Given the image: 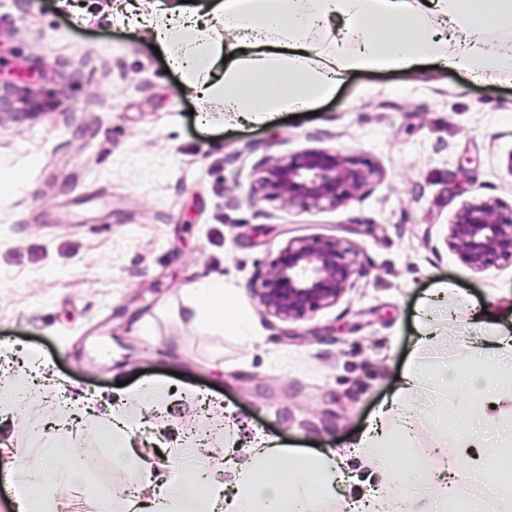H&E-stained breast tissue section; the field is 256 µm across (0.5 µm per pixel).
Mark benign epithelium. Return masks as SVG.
I'll list each match as a JSON object with an SVG mask.
<instances>
[{
	"instance_id": "1",
	"label": "benign epithelium",
	"mask_w": 512,
	"mask_h": 512,
	"mask_svg": "<svg viewBox=\"0 0 512 512\" xmlns=\"http://www.w3.org/2000/svg\"><path fill=\"white\" fill-rule=\"evenodd\" d=\"M24 109L39 102L28 91L6 86L0 103ZM374 171L362 160L335 149H309L286 161L273 160L263 169L258 189L271 190L286 204L334 206L348 200ZM447 245L475 272L498 260L512 261V207L496 202H464L449 224ZM354 260L334 239L299 241L282 249L263 275L259 297L265 311L298 320L335 305L351 287Z\"/></svg>"
}]
</instances>
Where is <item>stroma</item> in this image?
<instances>
[{"label":"stroma","instance_id":"1","mask_svg":"<svg viewBox=\"0 0 512 512\" xmlns=\"http://www.w3.org/2000/svg\"><path fill=\"white\" fill-rule=\"evenodd\" d=\"M0 0V78L44 106L0 110V512H16L22 460L79 448L80 488L112 495L163 472L180 449L232 436L225 408L291 448L346 453L409 364L468 367L493 304L512 328V263L467 267L446 244L463 202L512 206V86L438 69L350 76L317 114L273 126L203 128L147 29L116 23L123 0ZM307 149L366 159L374 175L350 199L284 204L257 189L264 164ZM350 248L353 285L331 307L284 321L258 288L290 242ZM231 288L251 330H207L186 290ZM456 285L434 333L417 311ZM199 397L143 412L124 381ZM125 415L131 463L102 432L78 438L66 399ZM454 290L451 284L448 282H439L434 285L429 294V298L426 299L421 308L419 314V327L421 331L419 334L424 338V336H428L427 333L432 328L433 321V312L435 308L438 306L437 302L442 301L448 297V292ZM427 333V335H425Z\"/></svg>","mask_w":512,"mask_h":512}]
</instances>
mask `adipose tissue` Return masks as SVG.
Here are the masks:
<instances>
[{
  "label": "adipose tissue",
  "mask_w": 512,
  "mask_h": 512,
  "mask_svg": "<svg viewBox=\"0 0 512 512\" xmlns=\"http://www.w3.org/2000/svg\"><path fill=\"white\" fill-rule=\"evenodd\" d=\"M185 93L220 102L240 123L275 121L331 99L346 78L430 64L477 82L512 85V0H154L146 19ZM504 36L486 42L489 31ZM187 314L195 322L246 332L223 281L195 283ZM490 326L482 371L455 367L423 388L406 369L353 450L376 449L367 475L340 456L281 447L263 435L232 439L220 464L186 454L178 475L140 489L147 512H321L337 490L357 486L346 512H447L484 487L498 512H512V329ZM439 440L427 456L404 453L422 418ZM434 458L427 475L425 458ZM177 487L182 508H173Z\"/></svg>",
  "instance_id": "obj_1"
}]
</instances>
